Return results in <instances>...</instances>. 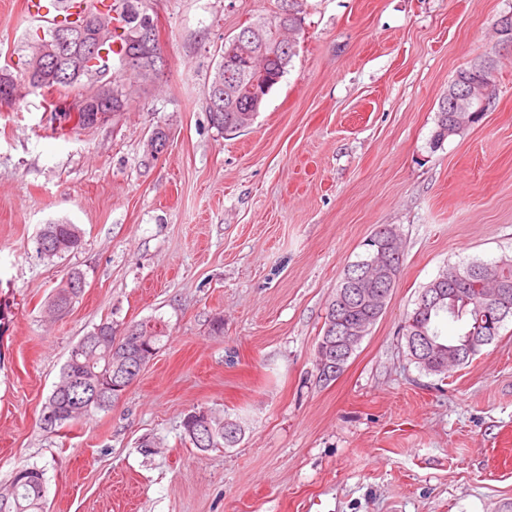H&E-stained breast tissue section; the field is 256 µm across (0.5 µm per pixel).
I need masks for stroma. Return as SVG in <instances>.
I'll list each match as a JSON object with an SVG mask.
<instances>
[{"label":"stroma","instance_id":"35a3bbf8","mask_svg":"<svg viewBox=\"0 0 512 512\" xmlns=\"http://www.w3.org/2000/svg\"><path fill=\"white\" fill-rule=\"evenodd\" d=\"M0 0V68L32 23ZM165 65L116 119L57 129L41 95L0 107V483L45 473L48 512H512V320L446 377L399 327L442 269L512 259V0H300L297 53L254 124L212 127L226 39L279 0H151ZM493 60L483 119L434 145L458 69ZM166 150L146 159L155 126ZM83 231L39 258L44 224ZM404 261L345 371L317 378L336 286L378 227ZM65 314L46 302L71 272ZM163 346L107 411L39 425L70 348L105 319ZM240 419L202 451L193 407Z\"/></svg>","mask_w":512,"mask_h":512}]
</instances>
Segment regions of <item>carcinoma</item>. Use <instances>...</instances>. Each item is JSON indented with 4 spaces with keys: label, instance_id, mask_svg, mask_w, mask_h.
<instances>
[{
    "label": "carcinoma",
    "instance_id": "1",
    "mask_svg": "<svg viewBox=\"0 0 512 512\" xmlns=\"http://www.w3.org/2000/svg\"><path fill=\"white\" fill-rule=\"evenodd\" d=\"M121 9L119 17L112 16V9L107 11L80 13L73 19L51 24L44 29H36L27 37L23 47V53L18 55L15 68L16 83L11 88L9 95L12 100L22 96V92L34 93L41 90L35 85L34 80L45 73L49 64L58 62L62 66L58 78L52 84L46 86L50 94H58V97L81 98L92 96L100 85L108 87L106 100L112 102V116L116 117L125 111L129 101V89L132 86L148 88L157 78V73L150 68L148 60L140 55L141 49L131 45L132 38L137 36L148 24L154 21L149 13L148 0H114ZM296 0H280L278 12L265 18H257L258 34L254 41L240 40L235 35L224 42L221 49L220 60L217 63L208 86L220 83L224 86V100L222 110L209 112L212 125L219 131H224L238 123L242 115L247 111H258L262 107L265 97L270 90L277 85L287 71L291 59L295 55V46L300 34V19L295 10ZM94 17L98 22V33L101 38V49L105 55H96L86 61L85 70L77 78L66 76L65 57L70 55L72 49L61 50L52 43L51 31L60 27H75L87 17ZM121 41L122 50L117 54L108 53V48L113 40ZM479 79L495 80L494 73L489 71L484 74H476L467 66L457 71L453 82L464 85ZM457 113L448 111V97H443L438 105L437 123L433 136L436 144L448 138V124L451 123ZM51 234V256L62 252L77 249L82 244V230L75 224H46L34 239V244H39V239L45 234ZM365 257H375L379 260H394L397 264L396 271H401L402 249L400 239L392 241L386 237L374 233L364 243ZM79 273L69 275L66 281L56 289L49 297L47 307L58 314L71 308L82 294V290L72 287V282L78 279ZM472 305L459 298L457 313H448V306L438 307L421 320L418 324L423 327L428 335L432 336L436 343L443 346L439 362L427 373L440 375L447 372L443 365L448 363V347L457 345L465 336V331L470 329L473 323L471 314ZM338 317L348 323L369 321L376 324L378 317L374 307L368 304L354 303L342 312ZM447 317L456 320L464 319L466 324L464 332L456 336L452 341L445 338L439 324ZM141 335L149 337V347L156 351L161 345L164 334L158 327L150 322H141L135 325ZM110 336V340L118 342L116 355L129 362L134 360L137 351L125 348L127 336L121 334L118 325L107 320L98 325L94 331L88 333L75 344L69 353L68 360L62 369L60 380L55 385L52 393L46 401V405L56 407L59 414L54 426L45 427L47 432H57L69 422L87 416L96 411H106L118 400L119 395L112 392V387L103 388L105 405L91 402L84 410L77 413L72 408L69 391V382L74 375L85 374L89 370H100L105 364L106 349L97 345V332ZM210 421L213 424L214 433L208 449L229 448L236 445L239 438L232 440L224 438V418L213 409H208ZM0 512H47L45 497V478L42 470L32 466H20L16 468L5 485L0 486Z\"/></svg>",
    "mask_w": 512,
    "mask_h": 512
}]
</instances>
